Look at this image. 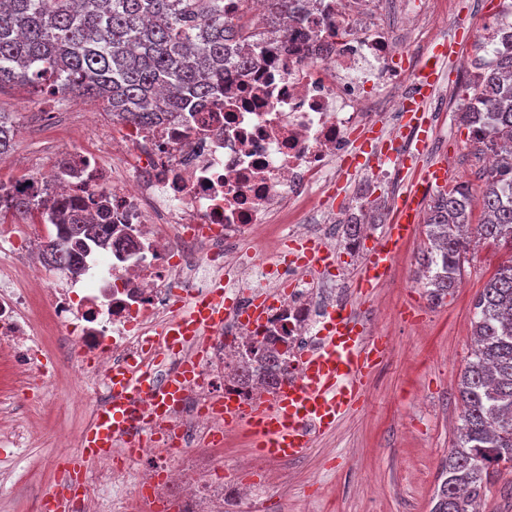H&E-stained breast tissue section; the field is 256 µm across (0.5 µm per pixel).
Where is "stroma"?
I'll return each mask as SVG.
<instances>
[{
  "instance_id": "stroma-1",
  "label": "stroma",
  "mask_w": 512,
  "mask_h": 512,
  "mask_svg": "<svg viewBox=\"0 0 512 512\" xmlns=\"http://www.w3.org/2000/svg\"><path fill=\"white\" fill-rule=\"evenodd\" d=\"M500 0H436V18L427 28L410 30L414 55L449 37L461 54L478 26L496 19ZM459 103L439 119L438 140L412 166L385 182L371 170L349 176L347 186L332 190L337 216H354L353 202H367V224L358 250L336 247L331 273L352 283L374 237L391 217L394 199L431 163L448 169V182L479 192L484 171L477 144L457 120ZM0 112L8 113L16 133L0 160V182L34 178L57 159L86 144L92 127L112 126L106 103L92 95L37 94L0 85ZM426 243L417 231L400 250L388 283L350 305L367 326L389 336L388 355L375 367L364 402L345 414L336 428L315 437L304 459L252 468L250 439L238 430L224 435L222 458L235 484L267 483L261 512H430L441 460L455 440L460 412L458 380L473 346L474 303L503 255L493 245L477 247L452 298L432 304L416 279ZM57 380L41 394L28 379L13 403L0 411V431L25 422L33 435L26 447L0 449V512H37L40 496L58 475L59 436L81 437L88 425L78 409L77 384L66 360L57 364Z\"/></svg>"
}]
</instances>
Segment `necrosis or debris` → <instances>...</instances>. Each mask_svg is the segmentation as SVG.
<instances>
[{"label": "necrosis or debris", "instance_id": "4bbe7bcc", "mask_svg": "<svg viewBox=\"0 0 512 512\" xmlns=\"http://www.w3.org/2000/svg\"><path fill=\"white\" fill-rule=\"evenodd\" d=\"M383 2L295 0L298 24L264 28L253 64L227 75L223 95L200 106L190 123L162 121L125 134L140 152L136 167L79 148L67 169L14 183L16 191L54 200L81 186L112 208L111 249L85 240L79 273L36 263L18 286L0 265V365L9 376L33 375L49 386L43 336L61 327L76 339L77 403L88 416L109 396L112 366L153 368L167 350L165 326L214 281H223L232 311L247 307L255 288L269 299L258 321L228 320L221 332L177 352V359L198 354L202 361L182 406L151 432L137 458L147 475H165L151 496L136 488L121 501L102 498L98 485L122 480L102 460L88 473L79 512H157L164 501L176 512H224L229 473L213 439L222 422L207 406L220 397L243 404L260 398L262 354L270 349L289 379H300L331 312L345 306L343 283L312 266L293 257L275 269L248 266L237 250L274 229L335 247V215L321 197L356 135L378 126L398 139L415 87L392 61L409 51L406 26L434 16L433 0H401L388 34L378 20ZM294 203L311 204L306 223H286Z\"/></svg>", "mask_w": 512, "mask_h": 512}]
</instances>
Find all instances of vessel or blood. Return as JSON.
I'll return each mask as SVG.
<instances>
[{
    "mask_svg": "<svg viewBox=\"0 0 512 512\" xmlns=\"http://www.w3.org/2000/svg\"><path fill=\"white\" fill-rule=\"evenodd\" d=\"M429 54L432 62L420 68L421 95L413 102L418 111L423 110L425 97L440 80L437 63L447 59L448 46L438 44L430 48ZM446 179L444 166L430 165L420 181L400 195L391 223L376 237L355 280L358 295L385 284L393 259L418 228L425 193ZM224 315V302L216 297L188 306L167 330V338L176 345L192 335L221 328ZM388 348L387 337L369 331L352 313L340 312L331 316L320 333L317 348L306 356L300 380L281 384L267 403L248 406L219 399L214 410L225 424L244 422L262 458L300 460L312 446L313 433L334 428L351 407L364 399L365 378ZM198 371L199 360L195 357L183 360L172 372L135 373L122 366L113 368L107 401L83 432L79 448L63 455L60 464L64 477L42 495L39 512H72L90 463L111 458L117 445L126 448L125 463L135 462L148 428L170 415Z\"/></svg>",
    "mask_w": 512,
    "mask_h": 512,
    "instance_id": "vessel-or-blood-1",
    "label": "vessel or blood"
}]
</instances>
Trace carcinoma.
<instances>
[{
  "instance_id": "carcinoma-1",
  "label": "carcinoma",
  "mask_w": 512,
  "mask_h": 512,
  "mask_svg": "<svg viewBox=\"0 0 512 512\" xmlns=\"http://www.w3.org/2000/svg\"><path fill=\"white\" fill-rule=\"evenodd\" d=\"M237 2L229 18L224 0H0V85L98 96L112 120L133 130L161 118L186 123L188 113L219 94L228 64L252 62L244 45L258 32L242 23L251 0ZM268 5L273 16L295 14V0ZM460 92L459 123L496 163L483 174L480 223H471L468 187L454 185L431 198L418 282L438 304L455 293L480 244L491 243L508 258L474 305V348L460 374L456 438L440 462L430 512H483L500 468L512 467V34ZM12 138V122L0 112V158ZM34 213L58 227L44 252L62 267L81 263L73 243L91 237L104 246L112 237L108 207L95 224L70 199L48 210L46 200L0 185V219Z\"/></svg>"
}]
</instances>
